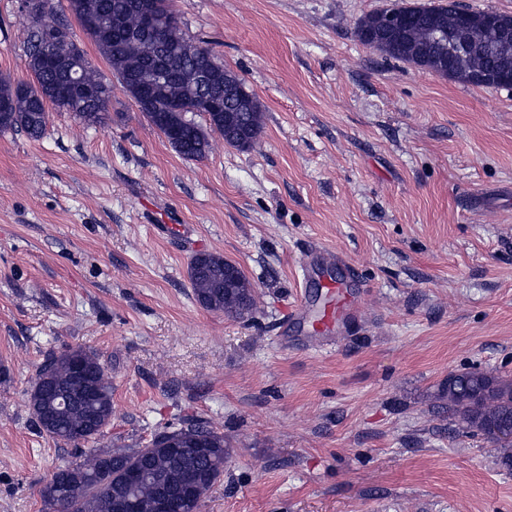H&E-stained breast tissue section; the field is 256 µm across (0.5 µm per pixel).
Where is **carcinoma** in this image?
Here are the masks:
<instances>
[{"mask_svg": "<svg viewBox=\"0 0 512 512\" xmlns=\"http://www.w3.org/2000/svg\"><path fill=\"white\" fill-rule=\"evenodd\" d=\"M27 25L29 83L0 79V100L11 109L0 110V131L21 129L33 139L47 130V106L53 105L87 124H100L112 88L89 63L71 80L67 69L74 64L72 48L62 40L53 49L57 64L43 63L41 31L63 28L45 21L48 0ZM158 17L154 31H144L145 7ZM67 9L107 61L125 93L133 99L149 124L172 148L188 159H203L211 144L208 132L242 150L251 148L262 129L263 113L248 93L231 95L227 84H243L233 71L217 62L212 79L199 90L195 71L201 47L183 35L170 0H68ZM412 20L394 34L380 35L378 14L365 16L357 28L360 41L377 44L389 58L415 66H436L448 76L472 84L477 73L504 67L512 71V45L495 39L489 28H472L466 34L469 49L458 54L454 43L459 17L443 8L426 5L397 8ZM217 105L205 110L207 127L187 118L190 106ZM189 278L196 302L204 309L242 318L256 308L255 291L236 264L220 255L205 253L190 264ZM82 367L77 381L73 361ZM28 402L39 431L56 440L85 447L77 462L62 465L41 490L44 512H123L127 501L134 512H161V492L193 483L182 512H199L205 493L224 475V434L208 422L190 420L165 438L152 436L141 448L117 446L93 448L110 422L114 407L112 382L97 354L82 347L49 355L38 368ZM448 412L463 428L490 436L491 426H512V381L491 372L473 369L453 375L448 389Z\"/></svg>", "mask_w": 512, "mask_h": 512, "instance_id": "obj_1", "label": "carcinoma"}]
</instances>
